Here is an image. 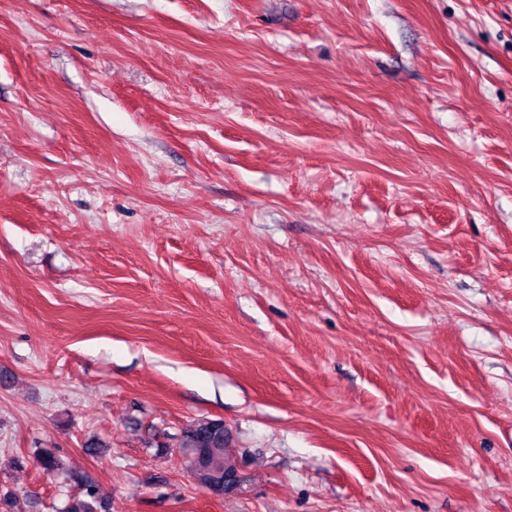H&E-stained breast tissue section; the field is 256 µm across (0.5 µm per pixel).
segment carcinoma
<instances>
[{"mask_svg": "<svg viewBox=\"0 0 512 512\" xmlns=\"http://www.w3.org/2000/svg\"><path fill=\"white\" fill-rule=\"evenodd\" d=\"M229 435L221 419L202 418L184 427L177 437V445L183 455L192 456L200 464L198 481L211 484L216 495L224 494V477L237 473L235 460L227 454ZM39 466L48 474L63 470L60 458L49 448H42L37 455ZM65 512H109L99 493L91 486L80 488L71 497Z\"/></svg>", "mask_w": 512, "mask_h": 512, "instance_id": "obj_1", "label": "carcinoma"}]
</instances>
